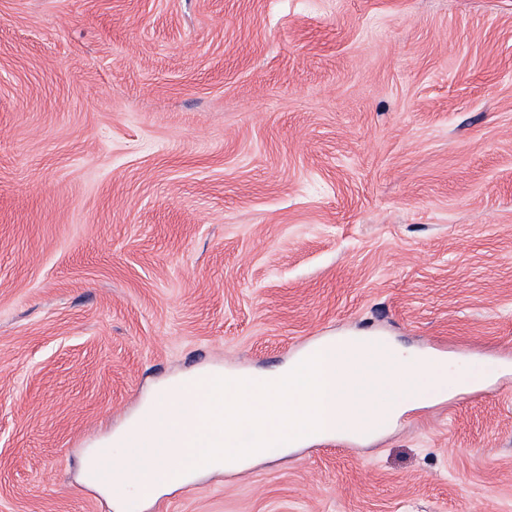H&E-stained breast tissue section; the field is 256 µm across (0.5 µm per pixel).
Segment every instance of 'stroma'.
Returning a JSON list of instances; mask_svg holds the SVG:
<instances>
[{
  "mask_svg": "<svg viewBox=\"0 0 512 512\" xmlns=\"http://www.w3.org/2000/svg\"><path fill=\"white\" fill-rule=\"evenodd\" d=\"M354 333L470 385L139 512H512V0H0V512Z\"/></svg>",
  "mask_w": 512,
  "mask_h": 512,
  "instance_id": "35a3bbf8",
  "label": "stroma"
}]
</instances>
